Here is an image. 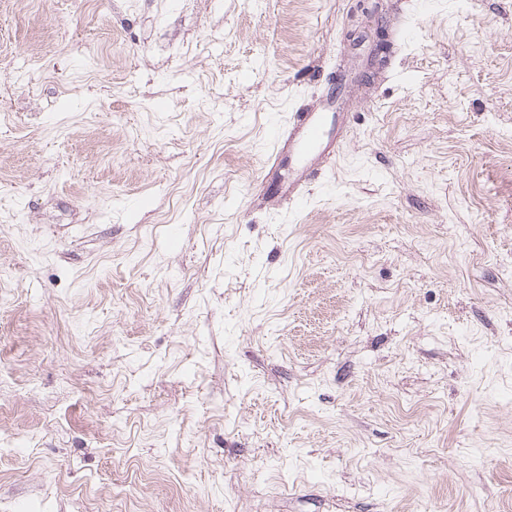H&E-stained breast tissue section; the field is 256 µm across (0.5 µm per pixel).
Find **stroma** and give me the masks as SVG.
<instances>
[{
	"instance_id": "1",
	"label": "stroma",
	"mask_w": 512,
	"mask_h": 512,
	"mask_svg": "<svg viewBox=\"0 0 512 512\" xmlns=\"http://www.w3.org/2000/svg\"><path fill=\"white\" fill-rule=\"evenodd\" d=\"M0 512H512V0H0ZM328 87L318 109L295 112L288 124L273 134V150L264 166L263 183L276 199L299 201L309 185L336 160L354 112H345Z\"/></svg>"
}]
</instances>
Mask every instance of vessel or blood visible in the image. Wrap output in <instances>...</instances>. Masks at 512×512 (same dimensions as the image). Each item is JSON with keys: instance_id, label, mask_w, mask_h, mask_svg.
<instances>
[{"instance_id": "vessel-or-blood-1", "label": "vessel or blood", "mask_w": 512, "mask_h": 512, "mask_svg": "<svg viewBox=\"0 0 512 512\" xmlns=\"http://www.w3.org/2000/svg\"><path fill=\"white\" fill-rule=\"evenodd\" d=\"M351 113L335 93H327L319 108L297 112L273 134L264 179L276 198L299 201L309 185L336 160L351 125Z\"/></svg>"}]
</instances>
